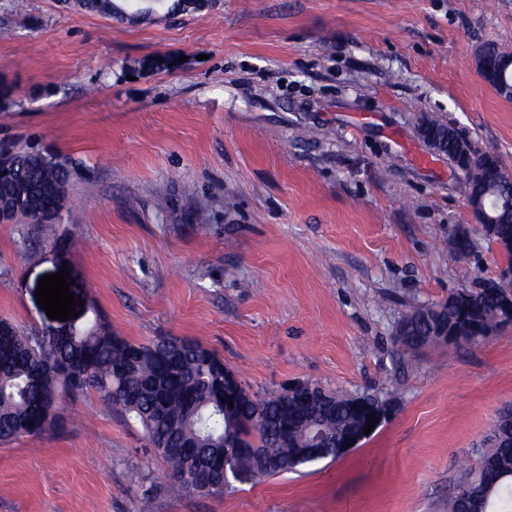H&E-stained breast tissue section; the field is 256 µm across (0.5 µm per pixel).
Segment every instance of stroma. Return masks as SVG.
I'll use <instances>...</instances> for the list:
<instances>
[{"mask_svg": "<svg viewBox=\"0 0 512 512\" xmlns=\"http://www.w3.org/2000/svg\"><path fill=\"white\" fill-rule=\"evenodd\" d=\"M489 43L512 53V0H211L146 21L0 0V148L70 173L64 247L0 224V320L51 337L99 319L197 341L253 393L398 402L341 459L175 496L139 424L68 396L0 444V512H448L458 460L512 407V329L413 355L393 336L507 263L414 120L512 171V100L475 65ZM63 269L83 306L52 320L35 292Z\"/></svg>", "mask_w": 512, "mask_h": 512, "instance_id": "obj_1", "label": "stroma"}]
</instances>
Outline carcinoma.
I'll list each match as a JSON object with an SVG mask.
<instances>
[{
  "label": "carcinoma",
  "instance_id": "1",
  "mask_svg": "<svg viewBox=\"0 0 512 512\" xmlns=\"http://www.w3.org/2000/svg\"><path fill=\"white\" fill-rule=\"evenodd\" d=\"M84 10L122 16L115 0H77ZM478 176L470 195L512 196V176L497 157L477 160ZM68 170L37 150L13 153L10 166L0 171V197L24 192L17 213L46 231L61 220L67 195ZM496 234L512 235V211L493 213ZM501 294L495 290L460 292L454 304L438 307L430 321L417 322L411 332L427 334L431 323L454 325L466 320L472 335L499 323ZM93 390L108 404L139 423L154 450L169 464L174 487L180 492L222 493L224 435L234 424L248 448L233 449V464L253 478L299 468L294 458L302 436L300 409L284 398L257 394L241 400L232 414L224 413V359L187 339L156 336L130 342L99 324L73 331L54 342L27 335L0 321V442L36 434L52 422L58 399ZM335 411L313 407L309 415L323 417L333 433L354 421L351 394L326 392ZM494 444L483 452L485 469L462 462L456 487L463 489L478 512H512V420L498 419Z\"/></svg>",
  "mask_w": 512,
  "mask_h": 512
}]
</instances>
